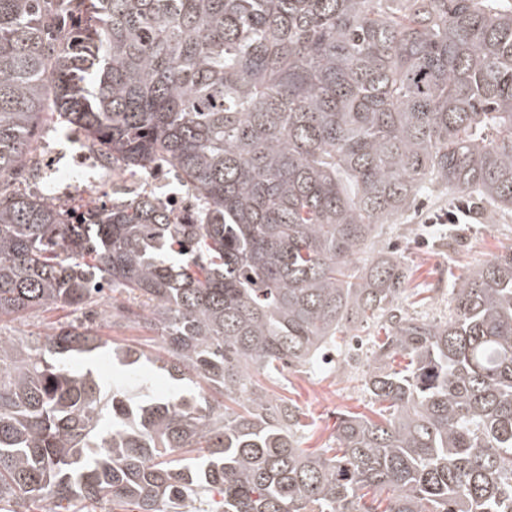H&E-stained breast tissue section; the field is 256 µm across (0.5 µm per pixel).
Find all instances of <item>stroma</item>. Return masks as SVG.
<instances>
[{
	"mask_svg": "<svg viewBox=\"0 0 512 512\" xmlns=\"http://www.w3.org/2000/svg\"><path fill=\"white\" fill-rule=\"evenodd\" d=\"M32 144L36 154H54L57 158V187L68 206L78 207L87 201L108 202L115 184L111 173L101 172L94 178L74 177L76 157L89 153V142L69 127L58 124L55 116H41ZM466 202L472 207L467 219V232L459 241L447 242V226H430L427 214L447 210L449 203ZM378 244L392 251L410 269V289L401 299L403 308L413 316L430 320L448 317V282L476 270L504 247L512 246V211L498 210L478 195L433 193L411 208L395 223L379 228ZM82 311L64 307L51 311H32L23 317L0 319V332L7 336H43L51 327L80 318ZM96 329L106 348L92 355L73 358V372L93 371L104 391L113 385L144 384L148 394L157 401L172 399L177 394L201 393V383H180L159 370L154 358L161 341L154 333L129 323L109 327L97 323ZM133 346L144 358L132 366L121 365L113 356L117 347ZM375 365L367 350L352 358L337 357L327 365L300 368L287 372L285 379L269 387L271 394L285 397L296 404L306 425L302 447L314 450L331 444L339 414H368L372 400L364 387V377Z\"/></svg>",
	"mask_w": 512,
	"mask_h": 512,
	"instance_id": "obj_1",
	"label": "stroma"
}]
</instances>
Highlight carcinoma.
<instances>
[{
	"label": "carcinoma",
	"mask_w": 512,
	"mask_h": 512,
	"mask_svg": "<svg viewBox=\"0 0 512 512\" xmlns=\"http://www.w3.org/2000/svg\"><path fill=\"white\" fill-rule=\"evenodd\" d=\"M46 112L133 174L167 164L196 209L0 190V318L110 291L104 320L155 331L161 368L212 395L105 393L67 364L104 347L82 323L0 336L11 512H512V247L439 323L398 306L409 268L376 247L435 189L512 210L509 0H0V185ZM369 322L380 420L300 448L256 376Z\"/></svg>",
	"instance_id": "carcinoma-1"
}]
</instances>
